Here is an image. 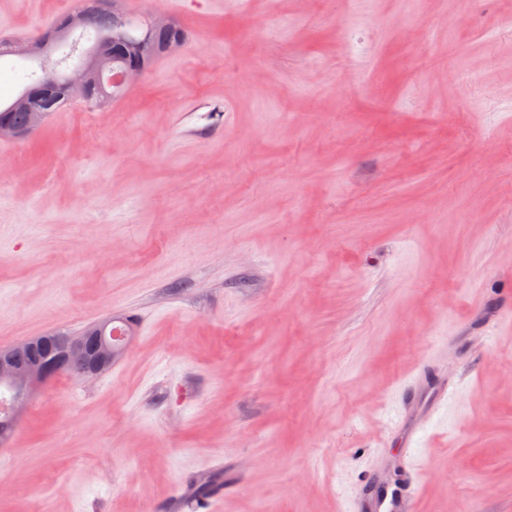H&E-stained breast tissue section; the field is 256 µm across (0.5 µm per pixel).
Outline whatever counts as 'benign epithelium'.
<instances>
[{"mask_svg":"<svg viewBox=\"0 0 512 512\" xmlns=\"http://www.w3.org/2000/svg\"><path fill=\"white\" fill-rule=\"evenodd\" d=\"M125 0H99L101 9L112 15V34L101 41L99 48L88 55L83 66L72 70L64 84H59L55 69H42L43 79L37 86L27 89L25 94L12 104L14 108L24 107L30 101L41 98L58 87L73 97H88V87L98 86L100 105L109 95L124 93L129 82L140 77L145 70L135 61L128 60L120 73L110 77L112 72L110 47L126 44L136 57L152 55L155 46L149 31L158 27L159 19H148V33L139 40H128V24L131 14L123 8ZM45 113H30V127L20 129L11 125H0V137L21 139L39 127ZM112 319L97 323L94 328L77 335L54 332L36 336L8 349L0 350V385L11 392L10 407L6 419L0 423V446L10 439L14 427L26 410L30 400L46 382L65 372L70 364H77V374L82 378H93L108 369L123 354V346L113 343Z\"/></svg>","mask_w":512,"mask_h":512,"instance_id":"1","label":"benign epithelium"}]
</instances>
